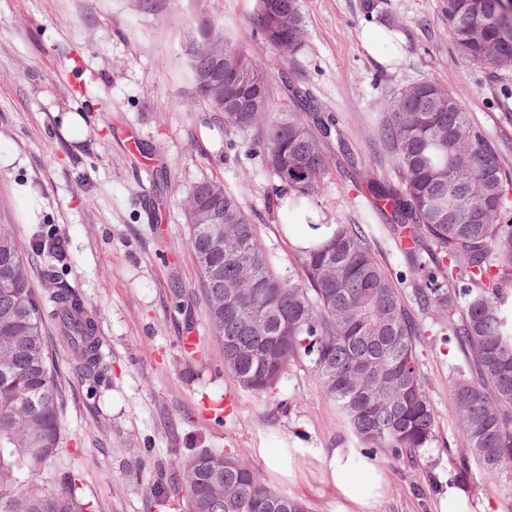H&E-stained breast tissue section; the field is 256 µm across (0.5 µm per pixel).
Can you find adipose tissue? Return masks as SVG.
I'll return each instance as SVG.
<instances>
[{
	"label": "adipose tissue",
	"instance_id": "obj_1",
	"mask_svg": "<svg viewBox=\"0 0 512 512\" xmlns=\"http://www.w3.org/2000/svg\"><path fill=\"white\" fill-rule=\"evenodd\" d=\"M315 458L338 494L333 512H377L387 480L372 458L356 448H327Z\"/></svg>",
	"mask_w": 512,
	"mask_h": 512
}]
</instances>
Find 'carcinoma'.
<instances>
[{
	"mask_svg": "<svg viewBox=\"0 0 512 512\" xmlns=\"http://www.w3.org/2000/svg\"><path fill=\"white\" fill-rule=\"evenodd\" d=\"M444 14L461 60L486 69L512 58V9L504 0H445ZM304 24L303 0H256L238 34L223 33L224 85L248 107L231 129L262 128L260 148L277 181L269 205L325 228L296 247L300 276H284L236 194L217 178L192 185L189 202L218 192L232 225L223 287L212 288L200 258L204 235L188 210V243L212 331L224 340V371L266 395L290 367L304 365L358 447L412 458L437 441L417 353L429 319L432 335L455 351L448 387L462 439L459 472L474 462L493 481L512 469V168L456 93L430 78L402 88L380 117L390 173L369 183L363 223L317 221L312 204L328 174L325 143L335 121L296 93L297 111L276 116L271 77L246 47L259 36L292 58ZM213 29L222 27L197 23L186 65L198 98L225 122L224 108L201 84L209 65L201 49ZM379 215L385 223H374ZM380 239L406 255L407 278L380 261ZM46 252L54 247L43 229L32 232L28 253L16 225L0 224V512H93L61 446L46 318L60 326L88 384L107 380L110 367L82 297L63 286L45 296L32 288V260ZM230 290L238 300L221 303L216 294ZM182 468L192 512H307L237 456L202 448Z\"/></svg>",
	"mask_w": 512,
	"mask_h": 512,
	"instance_id": "1",
	"label": "carcinoma"
}]
</instances>
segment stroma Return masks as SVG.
<instances>
[{
	"label": "stroma",
	"instance_id": "stroma-1",
	"mask_svg": "<svg viewBox=\"0 0 512 512\" xmlns=\"http://www.w3.org/2000/svg\"><path fill=\"white\" fill-rule=\"evenodd\" d=\"M362 3L304 0L303 47L288 61L260 39L247 41L271 76L287 72L314 108L338 120L314 206L327 224L359 220L368 180L389 171L379 114L426 78L458 94L512 165V123L503 118L512 113V84L455 56L444 0H383L403 30L398 47L381 40L370 53ZM252 7L251 0H0V224L18 225L25 250L39 225L65 240L54 260L59 281L96 312L112 365L110 383L89 392L65 336L47 321L62 444L96 512H187L172 485L183 479L180 461L201 448L242 455L309 512H331L337 493L313 453L354 442L305 368H292L267 397L225 372L188 246L184 200L194 182L214 176L238 194L278 271L300 272L294 246L306 227L268 203L274 181L254 151L260 130L226 131L196 98L186 69L200 19L234 32ZM71 114L86 119L82 138L64 131ZM419 359L438 440L416 458L380 460L388 480L380 512H433L440 489L455 483L472 512H512V480H486L475 466L457 470L446 346L426 342ZM281 448L310 451L296 482L268 468ZM162 495L168 506H160Z\"/></svg>",
	"mask_w": 512,
	"mask_h": 512
}]
</instances>
